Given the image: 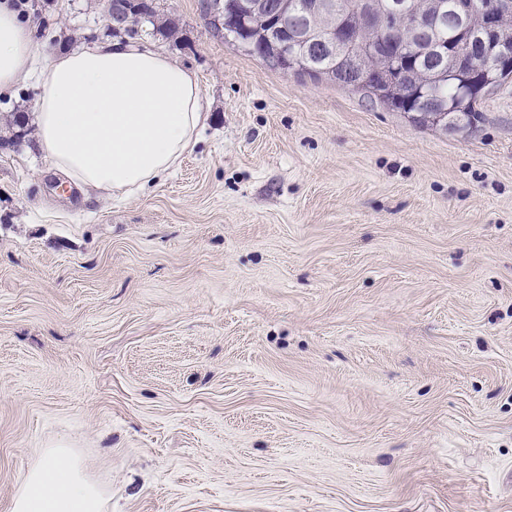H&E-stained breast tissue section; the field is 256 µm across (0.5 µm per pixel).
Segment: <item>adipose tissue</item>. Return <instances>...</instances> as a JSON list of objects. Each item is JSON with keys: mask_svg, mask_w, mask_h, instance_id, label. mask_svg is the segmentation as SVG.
Here are the masks:
<instances>
[{"mask_svg": "<svg viewBox=\"0 0 512 512\" xmlns=\"http://www.w3.org/2000/svg\"><path fill=\"white\" fill-rule=\"evenodd\" d=\"M33 32L0 0V93L36 89V141L77 186L133 194L172 170L206 122L193 72L163 52L98 41L36 64ZM111 499L73 449H40L10 512H108Z\"/></svg>", "mask_w": 512, "mask_h": 512, "instance_id": "obj_1", "label": "adipose tissue"}]
</instances>
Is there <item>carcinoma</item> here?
<instances>
[{"label": "carcinoma", "instance_id": "obj_1", "mask_svg": "<svg viewBox=\"0 0 512 512\" xmlns=\"http://www.w3.org/2000/svg\"><path fill=\"white\" fill-rule=\"evenodd\" d=\"M446 10L435 22V39L447 50L441 57L430 50L424 35L408 38L411 20L427 13L426 0H290L288 13L271 38L255 39L241 24L219 28L220 7L236 13V0H202L207 24L224 31V38L248 43L250 53L274 69L363 91L389 109L406 112L413 122L444 130L472 126L482 100L505 79L512 78V61L498 55L485 39L480 17L471 13L478 0H444ZM147 18L130 21L128 36L138 35L141 23L156 26L172 38L179 18L157 10L153 0L144 7ZM336 27V37L353 42L348 53H334L320 42L298 45L295 57L285 59L289 44L306 32ZM396 70L400 80L387 83L383 75Z\"/></svg>", "mask_w": 512, "mask_h": 512}]
</instances>
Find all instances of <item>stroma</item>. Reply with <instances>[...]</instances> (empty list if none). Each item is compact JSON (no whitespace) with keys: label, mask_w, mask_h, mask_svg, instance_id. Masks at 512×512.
Instances as JSON below:
<instances>
[{"label":"stroma","mask_w":512,"mask_h":512,"mask_svg":"<svg viewBox=\"0 0 512 512\" xmlns=\"http://www.w3.org/2000/svg\"><path fill=\"white\" fill-rule=\"evenodd\" d=\"M157 0L195 150L131 195L0 150V512L65 443L112 512H512V80L473 127L267 66ZM40 53L103 0H29Z\"/></svg>","instance_id":"obj_1"}]
</instances>
